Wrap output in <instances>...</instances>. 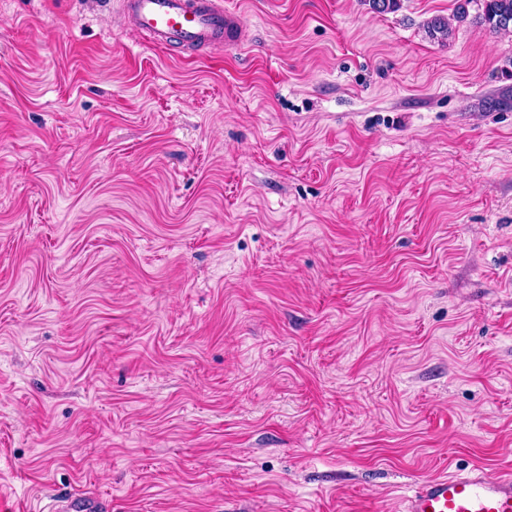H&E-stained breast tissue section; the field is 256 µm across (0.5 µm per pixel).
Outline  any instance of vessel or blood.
<instances>
[{"mask_svg":"<svg viewBox=\"0 0 512 512\" xmlns=\"http://www.w3.org/2000/svg\"><path fill=\"white\" fill-rule=\"evenodd\" d=\"M123 13L148 34L150 44H221L232 47L244 38L236 14L224 0H118ZM402 512H512V471L492 477L475 466L463 472L417 483Z\"/></svg>","mask_w":512,"mask_h":512,"instance_id":"b4317fda","label":"vessel or blood"}]
</instances>
